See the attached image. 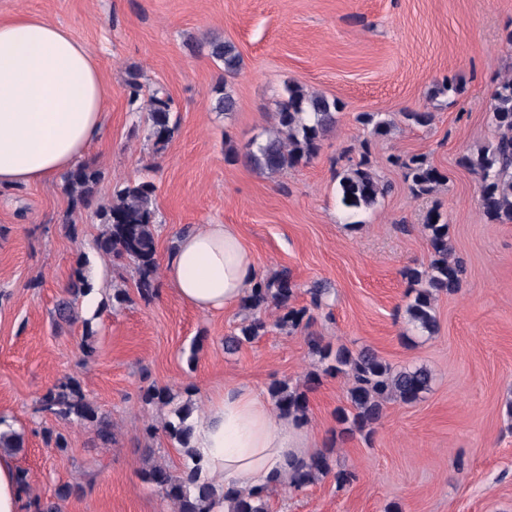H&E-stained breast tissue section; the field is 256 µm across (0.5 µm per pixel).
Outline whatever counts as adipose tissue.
Here are the masks:
<instances>
[{
	"mask_svg": "<svg viewBox=\"0 0 512 512\" xmlns=\"http://www.w3.org/2000/svg\"><path fill=\"white\" fill-rule=\"evenodd\" d=\"M110 89L90 46L43 17L0 19V188L50 181L73 168L101 135ZM255 259L228 224L183 234L164 278L204 313L241 304ZM189 451L219 487L262 486L286 457L304 459L306 433L277 416L260 391L208 398Z\"/></svg>",
	"mask_w": 512,
	"mask_h": 512,
	"instance_id": "ef3b65f1",
	"label": "adipose tissue"
}]
</instances>
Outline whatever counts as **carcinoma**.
I'll use <instances>...</instances> for the list:
<instances>
[{
  "label": "carcinoma",
  "instance_id": "obj_1",
  "mask_svg": "<svg viewBox=\"0 0 512 512\" xmlns=\"http://www.w3.org/2000/svg\"><path fill=\"white\" fill-rule=\"evenodd\" d=\"M210 56L222 64L224 77L236 75L242 58L235 45L214 39L209 42ZM141 74L132 70L125 80L129 105L139 100L143 90ZM286 98L276 113V125L265 140L254 141L243 153L245 161L265 174H278L308 162L319 152L324 137L336 124V113L343 108L336 98L311 92L299 85L285 88ZM212 109L229 115L235 112L237 101L228 81L221 80L213 88ZM359 123L371 127V134L384 137L391 133L394 123L379 112L358 115ZM489 121L497 132L495 140L463 154L458 164L474 174L481 188V205L485 216L492 222L512 224V78L502 80L492 96ZM150 137L157 149L162 150L172 138L175 123L172 121V100L154 92L149 98ZM393 164L402 169L404 180L412 194L423 197L432 194L445 180V176L423 155L397 157ZM102 180V171L93 163H80L63 175L64 189L72 210L84 209L95 201ZM342 205L356 214L374 208L391 191V185L374 171L368 158L348 168L339 180ZM354 199H348V195ZM156 190L150 181L119 186L114 189L109 203L97 206L95 217L104 230L94 241V249L109 255L118 267L129 266L134 270L140 297L148 302L155 295L159 270L156 247ZM431 249V259L426 265L408 267L403 271L408 289L406 312L413 327L429 335L437 330L434 302L441 294H453L462 285L466 266L452 257L448 241V221L436 209L428 211L423 224ZM86 261L78 259L68 285L69 297L60 300L53 311V318L62 322L77 319L75 297L90 291L91 284L85 269ZM294 283L289 270L275 276L259 277L242 301L248 312L239 333L224 338V348L233 352L245 343H251L268 333L265 313L278 312L274 326L288 333L297 330L309 309L291 305ZM312 354L325 364L322 372H312L302 386H292L286 381H275L268 389L276 410L295 421H307L308 392L321 383V375L347 377L348 406L336 409V422L341 435L359 434L370 437L383 414L385 403L396 400L412 403L429 389L430 371L423 367H392L374 350L363 348L354 353L342 346L337 348L322 343L313 335L306 337ZM142 399L147 404L167 405L174 396L165 388L149 384ZM40 410L62 420L77 421L89 428L105 444L113 440L112 424L99 418L97 409L87 398L80 384L73 378L61 381L49 389L40 400ZM195 407L185 402L175 410L176 420H164L145 425L143 433L154 438L164 433L179 447H190L193 425L189 423ZM333 475L336 484L344 487L355 475L349 471H334L330 454L322 453L300 463H289L275 475L274 486H284L299 491L322 478ZM145 479L168 499L174 512H212L217 488L201 474V467L193 463L175 474L161 464L145 470ZM269 488L223 489L224 499L235 504L234 512H269Z\"/></svg>",
  "mask_w": 512,
  "mask_h": 512
}]
</instances>
